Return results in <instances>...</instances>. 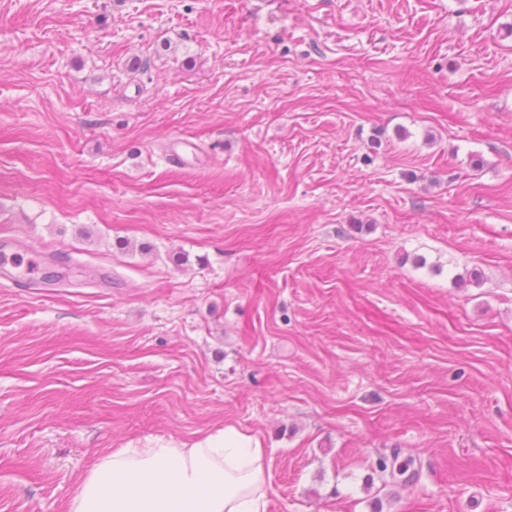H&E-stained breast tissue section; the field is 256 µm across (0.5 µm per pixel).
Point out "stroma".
<instances>
[{
  "instance_id": "35a3bbf8",
  "label": "stroma",
  "mask_w": 512,
  "mask_h": 512,
  "mask_svg": "<svg viewBox=\"0 0 512 512\" xmlns=\"http://www.w3.org/2000/svg\"><path fill=\"white\" fill-rule=\"evenodd\" d=\"M9 242L0 512L227 424L267 512H512V0H0ZM387 461H389L390 464V470L388 474L392 482L404 485L412 482L414 478H418L419 473L413 468V459H401L399 453L393 451L390 460L383 459L380 462L379 469L381 473L387 472Z\"/></svg>"
}]
</instances>
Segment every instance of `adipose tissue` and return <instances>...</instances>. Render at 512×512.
Instances as JSON below:
<instances>
[{"label": "adipose tissue", "mask_w": 512, "mask_h": 512, "mask_svg": "<svg viewBox=\"0 0 512 512\" xmlns=\"http://www.w3.org/2000/svg\"><path fill=\"white\" fill-rule=\"evenodd\" d=\"M273 492L261 440L228 424L193 441L113 449L93 464L69 512H267Z\"/></svg>", "instance_id": "ef3b65f1"}]
</instances>
